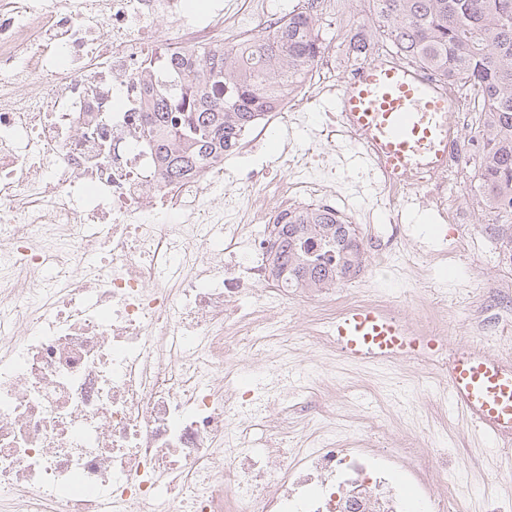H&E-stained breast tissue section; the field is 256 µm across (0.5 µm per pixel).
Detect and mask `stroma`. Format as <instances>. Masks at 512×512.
<instances>
[{
  "label": "stroma",
  "instance_id": "stroma-1",
  "mask_svg": "<svg viewBox=\"0 0 512 512\" xmlns=\"http://www.w3.org/2000/svg\"><path fill=\"white\" fill-rule=\"evenodd\" d=\"M370 0H342L336 13L322 15L325 53L344 74L352 55L348 37L371 23ZM333 97L313 95L297 121L279 123L260 150L236 154L225 160L224 185L213 193L221 199L224 190L251 169L278 170L280 153L287 142L301 150H327L323 127L335 113ZM336 170V189L352 203L357 229L367 250L362 271L350 280L331 286V293L349 301L378 296L398 306L408 325L423 319L432 300H439L437 328L444 333L441 357L408 363L397 359L389 368L354 365L341 357L322 358L313 350L298 351L295 360L306 367L322 363L335 374L332 398L337 412L348 424L368 427L376 447H404L409 452L439 448L448 459V480L462 487L469 512H503L512 504V482L502 480L512 454L488 451L483 438L474 434L451 410L434 387L443 381L444 355L481 346L503 358H512V322L496 331L479 332L480 321L492 318L490 303L501 289L512 290V258L503 251L490 229L494 216L482 202L476 186L478 172L468 165L449 174L450 206L420 198L418 193L400 197L396 210L404 229L402 240L380 255L370 244L389 222L386 201L370 167L343 146Z\"/></svg>",
  "mask_w": 512,
  "mask_h": 512
}]
</instances>
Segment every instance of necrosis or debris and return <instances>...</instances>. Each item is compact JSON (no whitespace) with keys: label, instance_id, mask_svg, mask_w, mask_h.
I'll list each match as a JSON object with an SVG mask.
<instances>
[{"label":"necrosis or debris","instance_id":"4bbe7bcc","mask_svg":"<svg viewBox=\"0 0 512 512\" xmlns=\"http://www.w3.org/2000/svg\"><path fill=\"white\" fill-rule=\"evenodd\" d=\"M187 0H0V512H446L363 432L288 446L297 347L274 224L342 206L335 151L213 203L217 162L166 181L145 129L165 60L275 24ZM171 35H162L163 27Z\"/></svg>","mask_w":512,"mask_h":512}]
</instances>
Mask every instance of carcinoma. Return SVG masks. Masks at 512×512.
<instances>
[{"instance_id": "cac0c4a2", "label": "carcinoma", "mask_w": 512, "mask_h": 512, "mask_svg": "<svg viewBox=\"0 0 512 512\" xmlns=\"http://www.w3.org/2000/svg\"><path fill=\"white\" fill-rule=\"evenodd\" d=\"M391 52L481 103L478 176L492 230L512 256V0H372ZM317 12H290L236 47L170 57L147 131H159L162 175L178 179L232 154L241 137L296 88L324 50ZM276 276L297 287L339 284L364 255L352 224L331 209L299 210L279 225Z\"/></svg>"}]
</instances>
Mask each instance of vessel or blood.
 Returning a JSON list of instances; mask_svg holds the SVG:
<instances>
[{"label": "vessel or blood", "instance_id": "1", "mask_svg": "<svg viewBox=\"0 0 512 512\" xmlns=\"http://www.w3.org/2000/svg\"><path fill=\"white\" fill-rule=\"evenodd\" d=\"M455 102L444 84L392 53L373 54L343 78L336 95L342 126L361 138L363 156L386 184H412L422 172L455 160ZM341 356L382 366L426 355L442 341L411 333L396 315L370 305L349 307L331 324ZM448 405L498 447L512 445V363L481 350L458 354L448 367Z\"/></svg>", "mask_w": 512, "mask_h": 512}]
</instances>
